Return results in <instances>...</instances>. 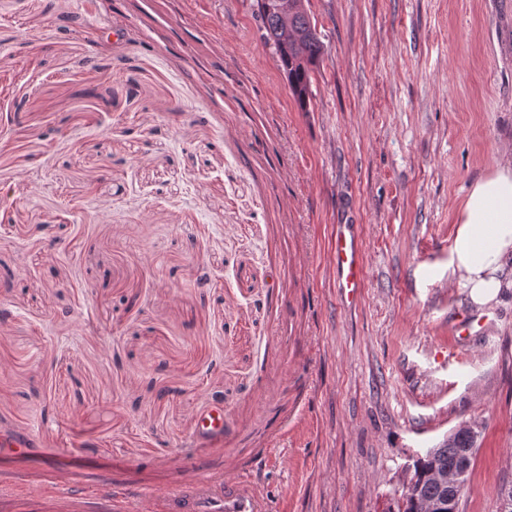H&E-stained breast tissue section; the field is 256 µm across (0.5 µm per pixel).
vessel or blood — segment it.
Here are the masks:
<instances>
[{"label":"vessel or blood","instance_id":"b4317fda","mask_svg":"<svg viewBox=\"0 0 512 512\" xmlns=\"http://www.w3.org/2000/svg\"><path fill=\"white\" fill-rule=\"evenodd\" d=\"M330 263L336 286L354 300L363 285L365 258L357 236L340 224L331 241ZM140 512H263V498L245 481L219 476L193 480L160 494L142 497Z\"/></svg>","mask_w":512,"mask_h":512}]
</instances>
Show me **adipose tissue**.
Here are the masks:
<instances>
[{
	"instance_id": "obj_1",
	"label": "adipose tissue",
	"mask_w": 512,
	"mask_h": 512,
	"mask_svg": "<svg viewBox=\"0 0 512 512\" xmlns=\"http://www.w3.org/2000/svg\"><path fill=\"white\" fill-rule=\"evenodd\" d=\"M512 255V161L472 184L459 211L451 266L472 302L485 306L511 285L505 264Z\"/></svg>"
}]
</instances>
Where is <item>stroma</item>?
Instances as JSON below:
<instances>
[{"label": "stroma", "mask_w": 512, "mask_h": 512, "mask_svg": "<svg viewBox=\"0 0 512 512\" xmlns=\"http://www.w3.org/2000/svg\"><path fill=\"white\" fill-rule=\"evenodd\" d=\"M308 7L303 110L256 0H0V437L35 439L0 452V512L221 472L267 512H392L466 423L459 512H498L512 288L476 309L448 265L471 185L512 156V0ZM349 224L336 227L330 247V263L336 274V286L346 300L353 302L362 288L365 258L357 236L352 234Z\"/></svg>", "instance_id": "stroma-1"}]
</instances>
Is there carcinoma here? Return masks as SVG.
<instances>
[{
  "label": "carcinoma",
  "mask_w": 512,
  "mask_h": 512,
  "mask_svg": "<svg viewBox=\"0 0 512 512\" xmlns=\"http://www.w3.org/2000/svg\"><path fill=\"white\" fill-rule=\"evenodd\" d=\"M258 13L263 38L273 48L293 97L304 108L309 102L311 73L326 50L316 22L305 7L295 6L291 0H267L258 4ZM475 447L477 440L470 429L461 426L414 460L412 477L416 478L419 488L417 502L404 500L397 504V512H425V506L450 498L447 491L432 480L430 471L439 465L450 473L471 468L472 457L462 455L461 449Z\"/></svg>",
  "instance_id": "cac0c4a2"
}]
</instances>
